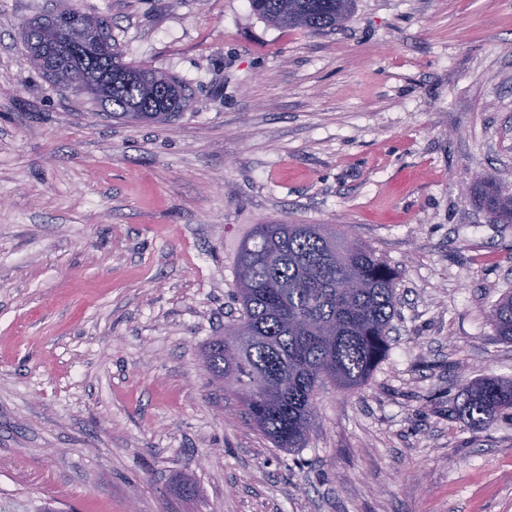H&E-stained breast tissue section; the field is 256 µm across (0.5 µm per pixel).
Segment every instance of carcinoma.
I'll use <instances>...</instances> for the list:
<instances>
[{"label":"carcinoma","instance_id":"obj_1","mask_svg":"<svg viewBox=\"0 0 512 512\" xmlns=\"http://www.w3.org/2000/svg\"><path fill=\"white\" fill-rule=\"evenodd\" d=\"M266 23L319 33L348 21L355 0H249ZM108 50L94 51L70 68L57 64L67 42L48 48L51 16L26 20L22 40L35 69L61 91L106 101L112 118L159 123L189 106L182 83L152 66L126 62L112 44V22L95 15ZM484 209L500 224L512 223V192L482 178L474 186ZM355 279L359 287L343 283ZM240 316L213 340L204 359L214 380L235 387L253 425L277 448L305 447L316 422L315 399L327 381L342 390L365 385L385 358L395 316V277L364 242L333 224L251 225L235 258ZM498 338L512 343V293L489 312ZM452 410L473 431L493 426L512 409V381L487 376L462 391Z\"/></svg>","mask_w":512,"mask_h":512}]
</instances>
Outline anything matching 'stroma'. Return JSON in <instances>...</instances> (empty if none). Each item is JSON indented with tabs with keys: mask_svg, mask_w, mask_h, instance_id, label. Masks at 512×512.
I'll list each match as a JSON object with an SVG mask.
<instances>
[{
	"mask_svg": "<svg viewBox=\"0 0 512 512\" xmlns=\"http://www.w3.org/2000/svg\"><path fill=\"white\" fill-rule=\"evenodd\" d=\"M0 0V512H512V378L488 313L512 291V0H357L347 25H267L248 0H78L191 109L128 125L30 64ZM338 224L398 274L388 353L326 385L291 453L202 353L238 316L235 247L263 221ZM189 476L191 494L177 490ZM473 189L493 221L500 224L512 223L511 191L485 178L477 181ZM461 403L452 415L462 420L473 431H483L493 426L503 411L512 409V381L487 376L466 386Z\"/></svg>",
	"mask_w": 512,
	"mask_h": 512,
	"instance_id": "35a3bbf8",
	"label": "stroma"
}]
</instances>
